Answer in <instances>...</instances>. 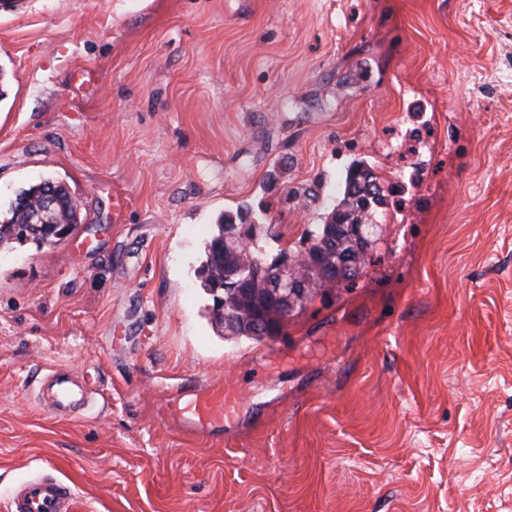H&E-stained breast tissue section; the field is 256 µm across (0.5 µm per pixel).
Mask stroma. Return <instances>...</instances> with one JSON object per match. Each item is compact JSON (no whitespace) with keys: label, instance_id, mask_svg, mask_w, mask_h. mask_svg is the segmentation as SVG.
<instances>
[{"label":"stroma","instance_id":"35a3bbf8","mask_svg":"<svg viewBox=\"0 0 512 512\" xmlns=\"http://www.w3.org/2000/svg\"><path fill=\"white\" fill-rule=\"evenodd\" d=\"M357 161L403 184L361 277L225 335L197 270L224 212L304 251ZM51 178L80 224L0 246V505L512 512V0H15L0 213ZM96 389L34 400L54 366ZM224 384L227 419L170 394ZM36 390L60 415H71L77 408H87L94 398V392L85 383L79 386L73 380V372L64 367L51 368L38 378ZM72 487L64 482H49L33 478L23 489L8 499L7 512H62V504L68 500L73 504Z\"/></svg>","mask_w":512,"mask_h":512}]
</instances>
